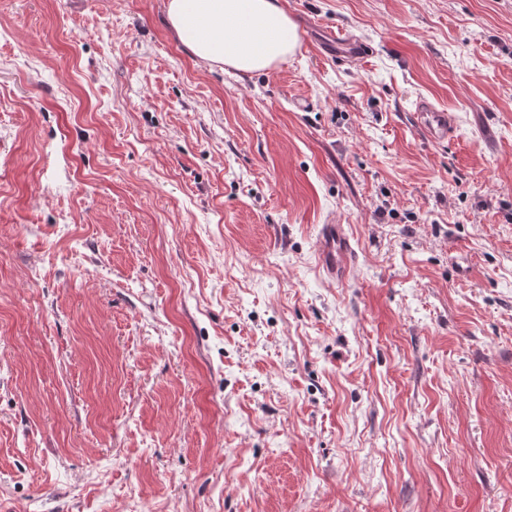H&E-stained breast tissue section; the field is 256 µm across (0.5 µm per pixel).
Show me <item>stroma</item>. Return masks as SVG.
<instances>
[{
    "instance_id": "stroma-1",
    "label": "stroma",
    "mask_w": 512,
    "mask_h": 512,
    "mask_svg": "<svg viewBox=\"0 0 512 512\" xmlns=\"http://www.w3.org/2000/svg\"><path fill=\"white\" fill-rule=\"evenodd\" d=\"M163 2L0 0V512H512V0ZM168 26L195 60L249 74L295 52L297 25L281 0H164ZM322 45L332 51H325L331 58L344 61L357 59L365 52V49L360 44L355 43L350 38H338L335 36V41L330 40ZM411 118L422 136L432 143H444L454 139L456 126L450 113L437 110L427 102H419ZM351 253L350 237L340 224H325L321 227L314 260L323 277L331 281L345 282L350 273Z\"/></svg>"
}]
</instances>
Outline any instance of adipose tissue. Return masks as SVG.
Listing matches in <instances>:
<instances>
[{
	"mask_svg": "<svg viewBox=\"0 0 512 512\" xmlns=\"http://www.w3.org/2000/svg\"><path fill=\"white\" fill-rule=\"evenodd\" d=\"M168 26L195 60L249 74L294 53L297 26L281 0H164Z\"/></svg>",
	"mask_w": 512,
	"mask_h": 512,
	"instance_id": "1",
	"label": "adipose tissue"
}]
</instances>
